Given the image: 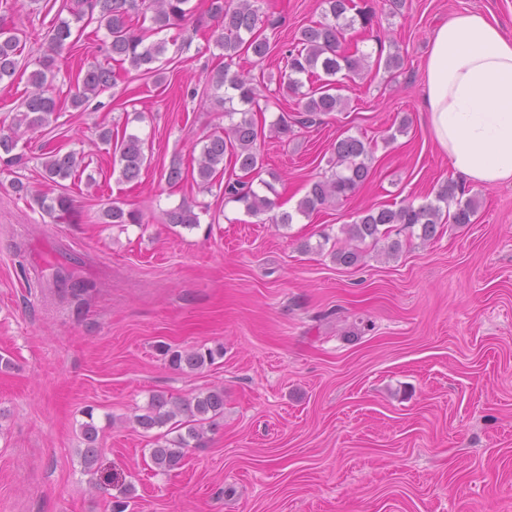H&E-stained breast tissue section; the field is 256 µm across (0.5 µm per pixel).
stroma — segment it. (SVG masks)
I'll return each instance as SVG.
<instances>
[{
  "instance_id": "obj_1",
  "label": "stroma",
  "mask_w": 512,
  "mask_h": 512,
  "mask_svg": "<svg viewBox=\"0 0 512 512\" xmlns=\"http://www.w3.org/2000/svg\"><path fill=\"white\" fill-rule=\"evenodd\" d=\"M371 26L349 36L378 59L400 53L395 72L369 70L341 82L347 105L314 125L298 124V99L279 93L285 61L244 55L238 70L258 78L266 122L286 117L288 136L259 142L274 200L294 211L328 172L337 138L373 147L369 179L353 194L292 224L248 214L224 188L193 180L168 185L172 159L192 170L201 140L225 125L206 78L224 64L210 42L207 0L169 30L165 80L114 67L112 88L71 108L83 61L108 60L105 35L85 30L58 58V118L28 132V162L0 169V512H110L131 488L135 512H512V183L476 187L471 223H441L427 242L401 232L402 249L361 244L352 267L317 251L340 243L343 225L365 210L421 205L455 176L423 114V63L435 29L454 14H491L512 38V0H358ZM277 20L271 40L292 43L323 18L322 0H260ZM56 12L45 0H0V22L17 28L22 57L45 49ZM405 132H398L401 119ZM112 130L102 143L99 127ZM145 141L148 165L134 182L112 171L124 133ZM89 156L85 178L44 179L43 146ZM75 201L53 220L14 180ZM120 201L143 224H104ZM203 204L185 228L164 213ZM74 257L94 282L85 299L63 298L31 276ZM223 345L214 365L171 368L162 345ZM220 387L224 417L168 473L152 464L154 432L133 421L151 394L172 397ZM100 428L97 473L84 472L81 425Z\"/></svg>"
}]
</instances>
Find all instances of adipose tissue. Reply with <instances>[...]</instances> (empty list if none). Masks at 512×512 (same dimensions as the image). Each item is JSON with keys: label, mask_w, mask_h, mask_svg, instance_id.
<instances>
[{"label": "adipose tissue", "mask_w": 512, "mask_h": 512, "mask_svg": "<svg viewBox=\"0 0 512 512\" xmlns=\"http://www.w3.org/2000/svg\"><path fill=\"white\" fill-rule=\"evenodd\" d=\"M428 131L474 185L512 182V40L480 11L436 29L424 67Z\"/></svg>", "instance_id": "obj_1"}]
</instances>
